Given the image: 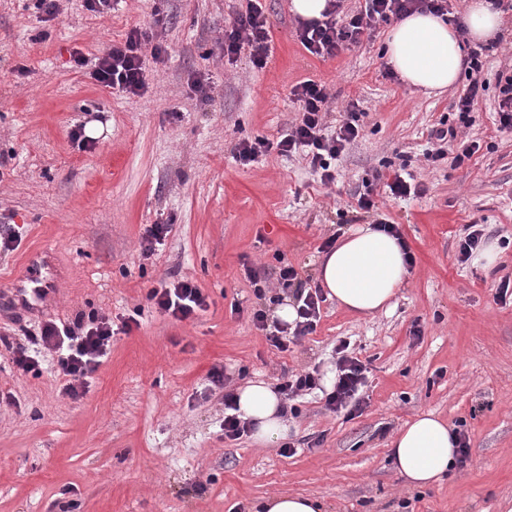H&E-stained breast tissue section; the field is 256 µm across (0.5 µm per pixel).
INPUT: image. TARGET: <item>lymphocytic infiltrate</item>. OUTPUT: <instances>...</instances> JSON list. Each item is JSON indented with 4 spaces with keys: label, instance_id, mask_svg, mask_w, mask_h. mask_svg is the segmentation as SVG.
<instances>
[{
    "label": "lymphocytic infiltrate",
    "instance_id": "obj_1",
    "mask_svg": "<svg viewBox=\"0 0 512 512\" xmlns=\"http://www.w3.org/2000/svg\"><path fill=\"white\" fill-rule=\"evenodd\" d=\"M449 0H365L363 11L346 16L343 20L329 18L323 21L300 22L296 35L301 45L311 54L331 58L346 45L360 44L374 23L402 18L416 10H426L438 16L448 13ZM270 30L259 0H248L244 12L238 13L232 25L224 30V54L228 59L249 54L255 67H263L269 55ZM161 44H148L139 30H130L124 42L112 45L101 56L88 59L81 50H74L71 59L78 68H85L96 83L131 95H144L149 81L144 66L145 54L160 55ZM469 84L464 96L455 103L460 124L470 126L475 121L474 109L483 98L488 82L483 78L484 63L478 51H471L464 61ZM292 95L299 104V116L277 143L264 138L238 143L235 157L247 164L264 155L270 148H277L283 155L300 152L308 159L311 168L319 174L323 184L333 183L331 167L347 146L359 136L357 107H350L349 116L341 121L336 131L327 132L325 117L329 110L330 95L321 84L306 80L295 85ZM432 150L426 159L438 164L453 158L463 164L479 149L477 142L459 139L454 127H436L430 132ZM148 298L159 312L176 320L191 318L208 306L202 289L191 281L180 279L162 281L152 288ZM298 319L294 328L275 326L267 339L280 351H287L288 341L311 333L320 315L324 300L321 289H300L296 292ZM114 334L112 320L106 316H93L74 321L48 320L36 328H24L23 341H5V348L13 355L12 362L19 370L28 372L36 368L42 352L55 354L57 372L65 379L64 390L71 397H79L86 380L108 357ZM336 382L327 393V408L356 414L361 410L360 392L365 383L366 368L351 356L347 341L336 347Z\"/></svg>",
    "mask_w": 512,
    "mask_h": 512
}]
</instances>
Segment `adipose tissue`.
<instances>
[{
    "label": "adipose tissue",
    "instance_id": "ef3b65f1",
    "mask_svg": "<svg viewBox=\"0 0 512 512\" xmlns=\"http://www.w3.org/2000/svg\"><path fill=\"white\" fill-rule=\"evenodd\" d=\"M463 29L431 13L404 17L389 30L387 59L406 84L437 94L456 84L464 47L490 45L502 30V14L490 0H472ZM408 274L397 240L366 224L345 233L320 262L318 279L344 308L370 315L388 307ZM238 414L257 444L273 446L288 427L282 400L271 384L251 381L237 392ZM390 457L408 486L424 488L442 479L457 457V438L427 412L406 423L390 443Z\"/></svg>",
    "mask_w": 512,
    "mask_h": 512
}]
</instances>
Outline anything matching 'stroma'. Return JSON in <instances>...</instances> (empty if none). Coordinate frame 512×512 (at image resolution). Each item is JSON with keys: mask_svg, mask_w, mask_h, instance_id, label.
<instances>
[{"mask_svg": "<svg viewBox=\"0 0 512 512\" xmlns=\"http://www.w3.org/2000/svg\"><path fill=\"white\" fill-rule=\"evenodd\" d=\"M260 2L271 41L256 69L222 50L247 0H112L102 16L63 0L52 20L36 0H0V215L21 233L0 249V329L80 314L141 321L116 332L76 399L51 355L25 373L0 346V512H252L274 493L316 497L325 512H512V299L496 298L512 279V131L495 120L498 91L489 87L473 125L461 126L454 103L467 78L429 96L388 77V24L322 59L297 39L291 0ZM134 28L163 46L145 59L144 96L72 66L73 50L98 56ZM195 77L210 86L208 101ZM308 79L331 96L329 128L350 103L363 112L335 183L322 185L299 153L237 162L240 141L290 130L291 89ZM444 120L480 145L464 164L424 158ZM90 125L101 133L84 149L70 133ZM399 174L424 194H389ZM377 177L375 209L360 210L357 194ZM379 220L398 225L415 257L390 308L361 316L329 298L312 333L288 352L272 347L252 315H272L295 291L274 281L256 297L246 268L282 262L318 286L326 240ZM473 223L499 253L492 266L457 259ZM151 224L171 230L146 259ZM45 249L46 295L22 306L7 288ZM173 277L201 288L207 311L184 321L156 312L148 293ZM341 339L367 369L359 414L330 412L317 391L295 401L290 453L225 439V391L334 370ZM215 368L226 389L209 382ZM429 411L465 433L469 458L414 489L388 443Z\"/></svg>", "mask_w": 512, "mask_h": 512, "instance_id": "1", "label": "stroma"}]
</instances>
